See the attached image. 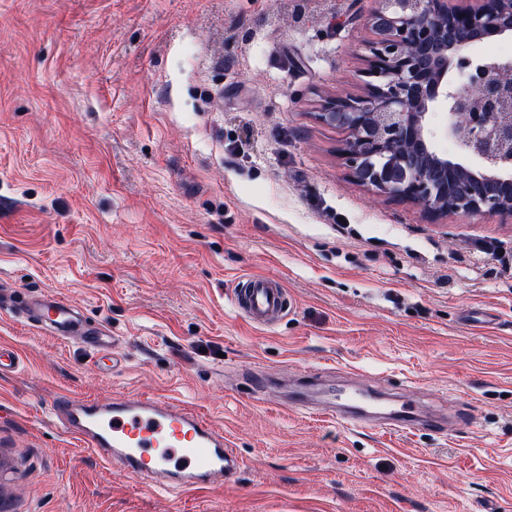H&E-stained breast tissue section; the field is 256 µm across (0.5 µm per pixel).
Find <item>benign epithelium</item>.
Masks as SVG:
<instances>
[{"mask_svg":"<svg viewBox=\"0 0 512 512\" xmlns=\"http://www.w3.org/2000/svg\"><path fill=\"white\" fill-rule=\"evenodd\" d=\"M364 88L329 96L317 112L349 138V177L434 217L512 218V62H478L472 45L512 37V0H380L368 18ZM448 110V136L462 135L472 169L439 152L431 117Z\"/></svg>","mask_w":512,"mask_h":512,"instance_id":"7a95c632","label":"benign epithelium"}]
</instances>
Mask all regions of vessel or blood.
<instances>
[{
  "label": "vessel or blood",
  "instance_id": "vessel-or-blood-1",
  "mask_svg": "<svg viewBox=\"0 0 512 512\" xmlns=\"http://www.w3.org/2000/svg\"><path fill=\"white\" fill-rule=\"evenodd\" d=\"M245 320L268 325L282 315L284 290L267 277L247 278L235 295ZM36 326L63 340L113 354L116 339L86 321L79 309L46 293L24 302ZM53 414L63 430L104 461L118 464L129 476L146 480L163 492L220 490L234 483L241 461L212 421L181 404L160 405L145 395H123L107 401L56 397Z\"/></svg>",
  "mask_w": 512,
  "mask_h": 512
}]
</instances>
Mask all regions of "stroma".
<instances>
[{
    "label": "stroma",
    "instance_id": "stroma-1",
    "mask_svg": "<svg viewBox=\"0 0 512 512\" xmlns=\"http://www.w3.org/2000/svg\"><path fill=\"white\" fill-rule=\"evenodd\" d=\"M379 0H0V296L55 293L120 362L0 305V512H512V220L352 182ZM277 278L270 327L234 304ZM311 384L369 397L355 428ZM146 394L223 430L224 491H152L52 413ZM410 402L428 424L381 419Z\"/></svg>",
    "mask_w": 512,
    "mask_h": 512
}]
</instances>
